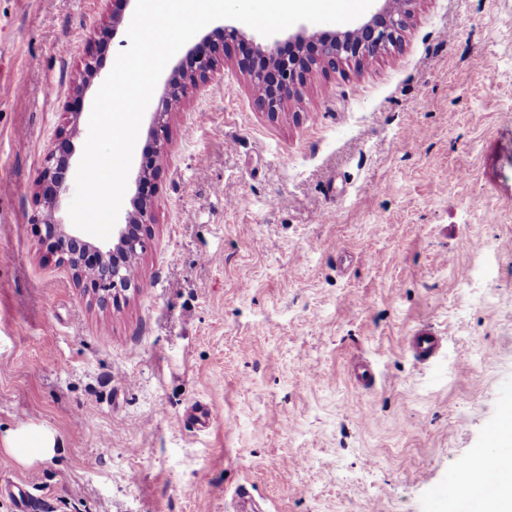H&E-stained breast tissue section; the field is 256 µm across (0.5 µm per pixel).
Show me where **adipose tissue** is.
<instances>
[{"mask_svg": "<svg viewBox=\"0 0 512 512\" xmlns=\"http://www.w3.org/2000/svg\"><path fill=\"white\" fill-rule=\"evenodd\" d=\"M5 451L23 464H33L56 454L60 444L54 432L21 426L10 430L4 442ZM495 448L497 484L486 490L481 469H473L464 488L465 497L474 499L478 512H512V406H505L489 440ZM488 448L479 449L477 458H484Z\"/></svg>", "mask_w": 512, "mask_h": 512, "instance_id": "1", "label": "adipose tissue"}]
</instances>
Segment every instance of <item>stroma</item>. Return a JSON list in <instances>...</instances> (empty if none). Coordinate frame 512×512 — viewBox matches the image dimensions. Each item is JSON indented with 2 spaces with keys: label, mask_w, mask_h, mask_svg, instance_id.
<instances>
[{
  "label": "stroma",
  "mask_w": 512,
  "mask_h": 512,
  "mask_svg": "<svg viewBox=\"0 0 512 512\" xmlns=\"http://www.w3.org/2000/svg\"><path fill=\"white\" fill-rule=\"evenodd\" d=\"M110 26L112 59L110 0H0V438L64 443L0 451V485L46 512H234L242 486L428 512L512 387V0H418L400 47L275 118L225 65L172 112L142 286L103 308L47 257L36 178ZM409 346L420 360H427L439 349L440 338L427 331H419L410 337ZM59 447L54 432L21 426L8 432L3 449L18 462L33 464L55 455Z\"/></svg>",
  "instance_id": "stroma-1"
}]
</instances>
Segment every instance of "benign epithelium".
<instances>
[{
	"label": "benign epithelium",
	"instance_id": "benign-epithelium-1",
	"mask_svg": "<svg viewBox=\"0 0 512 512\" xmlns=\"http://www.w3.org/2000/svg\"><path fill=\"white\" fill-rule=\"evenodd\" d=\"M382 5L368 19L345 31L308 32L304 27L289 36L288 49L274 40L257 43L246 31L224 26L201 38L173 67L167 80L161 105L153 113L146 147L135 180V192L129 198L125 222L113 229L112 242L101 245L87 239L74 225L58 217L66 191V173L75 153L73 136L60 132L49 148L38 175V196L44 207V219L37 225L38 237L48 254L68 268L77 285L106 305L109 298H118L136 287L138 279L130 276L131 265L145 246L148 225L155 216L146 184L156 178L167 157L166 133L172 99L183 102L195 95L230 62L240 72L260 84L254 103L258 110L271 116L278 114L286 101L302 94L307 77L314 66L333 69L340 61L360 62L397 46L401 32L413 13L417 0H381ZM104 38L95 40L84 60L85 80L68 104L72 126L82 117L84 89L101 76L99 52Z\"/></svg>",
	"mask_w": 512,
	"mask_h": 512
}]
</instances>
